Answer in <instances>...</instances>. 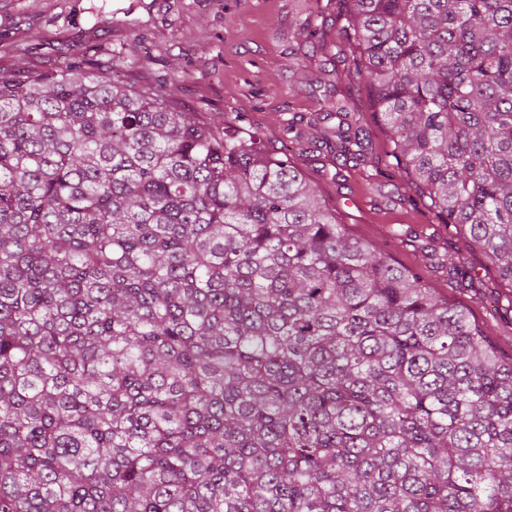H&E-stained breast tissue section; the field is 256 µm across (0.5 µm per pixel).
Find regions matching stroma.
I'll return each instance as SVG.
<instances>
[{"instance_id": "stroma-1", "label": "stroma", "mask_w": 512, "mask_h": 512, "mask_svg": "<svg viewBox=\"0 0 512 512\" xmlns=\"http://www.w3.org/2000/svg\"><path fill=\"white\" fill-rule=\"evenodd\" d=\"M348 7L347 0H0V73L21 66L53 70L82 51L121 81L176 82L184 111L207 121L232 120L268 149L289 150L354 237L419 272L448 302L470 308L501 357L510 359L512 286L435 212L401 205L411 190L406 173L379 175L392 161V144L369 86L348 76L354 59L336 38ZM305 24L317 34L296 43L291 32ZM294 55L303 64L292 69ZM328 59L337 73L327 77L321 66ZM335 82L348 105L366 117L373 153L367 165L337 168L307 124L326 84ZM287 125L294 132L286 136ZM408 226L422 246L391 237V230ZM434 251L464 263L469 279L449 277L431 259Z\"/></svg>"}]
</instances>
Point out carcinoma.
<instances>
[{"mask_svg": "<svg viewBox=\"0 0 512 512\" xmlns=\"http://www.w3.org/2000/svg\"><path fill=\"white\" fill-rule=\"evenodd\" d=\"M396 167L512 284V0H350ZM321 144L356 166L363 113ZM0 512H512V362L175 84L0 74Z\"/></svg>", "mask_w": 512, "mask_h": 512, "instance_id": "cac0c4a2", "label": "carcinoma"}]
</instances>
